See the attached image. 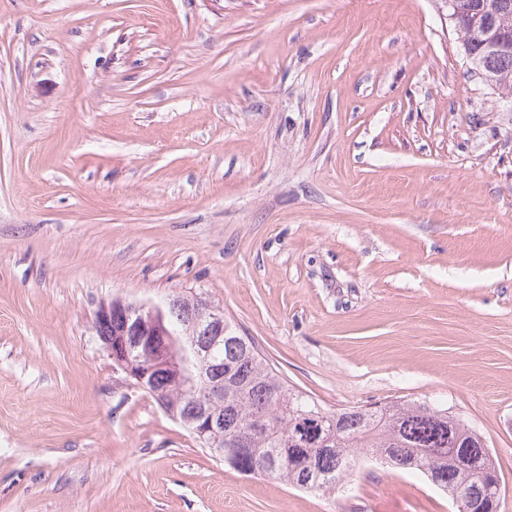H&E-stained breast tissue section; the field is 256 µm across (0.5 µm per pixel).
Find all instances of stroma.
<instances>
[{
    "instance_id": "1",
    "label": "stroma",
    "mask_w": 512,
    "mask_h": 512,
    "mask_svg": "<svg viewBox=\"0 0 512 512\" xmlns=\"http://www.w3.org/2000/svg\"><path fill=\"white\" fill-rule=\"evenodd\" d=\"M437 0H0V512H455L246 476L97 340L203 292L326 410L427 402L512 512V107Z\"/></svg>"
}]
</instances>
